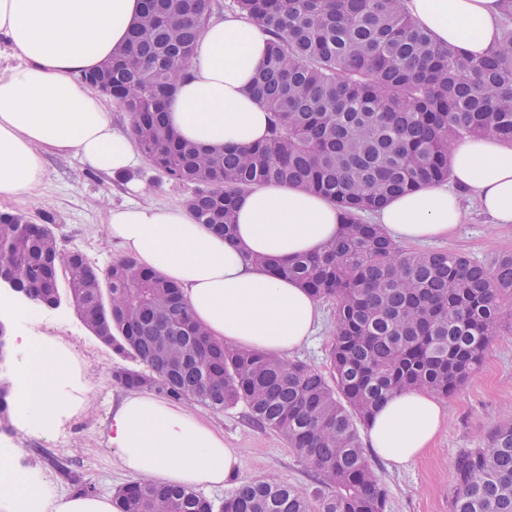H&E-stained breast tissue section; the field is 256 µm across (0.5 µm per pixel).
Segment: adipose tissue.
Listing matches in <instances>:
<instances>
[{
	"label": "adipose tissue",
	"mask_w": 512,
	"mask_h": 512,
	"mask_svg": "<svg viewBox=\"0 0 512 512\" xmlns=\"http://www.w3.org/2000/svg\"><path fill=\"white\" fill-rule=\"evenodd\" d=\"M413 19L441 42L480 57L501 38L499 0H406ZM143 0H0V46L18 62L0 66V203L41 187L51 154H74L112 173L135 161L130 133L112 125L109 100L78 71L93 70L128 44ZM268 36L237 13L211 17L187 78L171 96L172 129L203 149L264 140L269 114L250 95ZM451 179L398 196L375 221L405 242L432 241L463 224L472 196L497 224H512V147L492 137L460 142ZM236 243L228 245L187 207L131 203L109 210L106 231L138 264L182 289L208 335L240 348L290 355L314 333L320 305L297 282L271 276L260 257L320 251L342 228L336 205L297 186L267 184L239 197ZM81 368L55 339L30 341L13 381L21 430L43 431L81 409L70 390ZM446 411L428 391L395 395L376 410L368 438L381 458L404 464L438 435ZM108 446L126 475L188 488H220L239 459L224 432L184 402L135 391L112 412ZM19 448L0 445V512H113L104 496L60 494L20 470Z\"/></svg>",
	"instance_id": "obj_1"
}]
</instances>
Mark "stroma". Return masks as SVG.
Segmentation results:
<instances>
[{
  "label": "stroma",
  "mask_w": 512,
  "mask_h": 512,
  "mask_svg": "<svg viewBox=\"0 0 512 512\" xmlns=\"http://www.w3.org/2000/svg\"><path fill=\"white\" fill-rule=\"evenodd\" d=\"M188 187L173 184L144 159L137 158L122 175L98 172L72 155H51L45 163L41 188L34 198L4 203L1 212L23 216L33 224H49L63 249L78 251L98 269L124 258V251L106 232L109 209L138 202L160 206L184 204ZM428 251H450L488 264L512 251V224H495L486 215L470 210L466 224L450 237L424 245ZM320 321L310 343L293 352V359L325 368L336 328L333 302L320 304ZM9 335L25 333L63 340L77 358L88 391L86 405L71 417L43 432H22L17 415H10L0 430V443L20 448V468L52 483L58 493H71L50 459L68 463L94 483L98 494L111 496L129 478L112 460L107 446L112 408L125 393L113 378L120 367L136 363L114 354L81 322L69 300L54 308H41L36 320L0 321ZM442 431L423 457L396 465L371 456V464L388 493L387 512H450L454 485L453 464L461 449L475 448L480 437L497 424L512 420V321L505 322L477 369L457 391L445 399ZM224 430V441L235 448L241 464L223 489L205 491V498L221 503L226 492L240 484L273 475L299 493L312 495V473L279 433L257 427L245 406L211 413Z\"/></svg>",
  "instance_id": "1"
}]
</instances>
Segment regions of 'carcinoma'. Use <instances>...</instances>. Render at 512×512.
Returning <instances> with one entry per match:
<instances>
[{
    "label": "carcinoma",
    "instance_id": "cac0c4a2",
    "mask_svg": "<svg viewBox=\"0 0 512 512\" xmlns=\"http://www.w3.org/2000/svg\"><path fill=\"white\" fill-rule=\"evenodd\" d=\"M405 0H233L268 35L252 86L271 113L269 138L203 151L169 126L166 101L186 74L208 0H144L130 43L98 80L131 121L144 158L200 224L230 238L237 198L259 186H301L336 204L340 236L320 252L280 263L255 258L320 300L336 301L328 371L211 339L180 287L133 258L90 277L77 254L60 263L48 224L0 214V280L53 308L59 286L102 343L142 369L118 384L222 412L245 405L279 432L316 476L307 498L275 477L237 487L216 505L189 488L141 481L118 489L116 512H385L387 491L356 422L406 390L453 394L512 317V254L485 265L447 251H411L365 219L390 199L450 179V151L465 139L512 144V0L501 2L502 41L479 59L436 41ZM74 490L96 487L64 465ZM451 512H512V421L454 460Z\"/></svg>",
    "mask_w": 512,
    "mask_h": 512
}]
</instances>
